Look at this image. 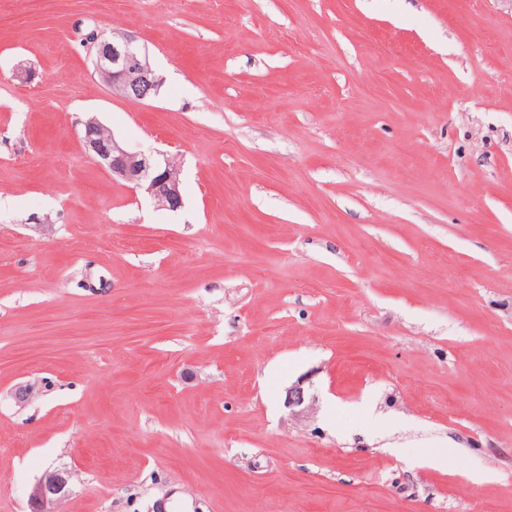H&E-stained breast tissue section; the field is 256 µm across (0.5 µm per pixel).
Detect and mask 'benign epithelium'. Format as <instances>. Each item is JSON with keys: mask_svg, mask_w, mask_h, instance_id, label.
Instances as JSON below:
<instances>
[{"mask_svg": "<svg viewBox=\"0 0 512 512\" xmlns=\"http://www.w3.org/2000/svg\"><path fill=\"white\" fill-rule=\"evenodd\" d=\"M98 76L121 96L144 102L157 92L161 78L153 69L148 54L131 34L90 38ZM82 140L88 153L105 167L112 178L133 185L159 206L176 211L183 205L179 168L174 160L134 152L95 119L85 122ZM68 472L47 471L31 495L32 512H60L67 493Z\"/></svg>", "mask_w": 512, "mask_h": 512, "instance_id": "7a95c632", "label": "benign epithelium"}]
</instances>
